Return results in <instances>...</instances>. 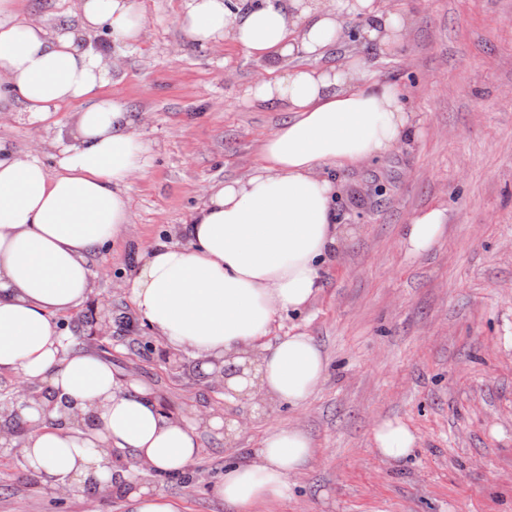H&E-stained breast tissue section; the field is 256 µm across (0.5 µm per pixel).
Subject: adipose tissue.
<instances>
[{
    "instance_id": "ef3b65f1",
    "label": "adipose tissue",
    "mask_w": 512,
    "mask_h": 512,
    "mask_svg": "<svg viewBox=\"0 0 512 512\" xmlns=\"http://www.w3.org/2000/svg\"><path fill=\"white\" fill-rule=\"evenodd\" d=\"M76 24L47 29L29 0H0V112L22 104L48 120L77 104L57 166L0 145V372L19 377L25 430L0 436L18 450L44 489L75 490L108 479L117 454H130L162 478L187 473L203 431L238 430V421L167 412L129 373L74 349L56 327L76 309L92 280L88 258L127 237L128 190L148 167L149 149L123 104L105 94L118 60L92 37L138 42L144 22L136 0H75ZM362 39L389 48L403 42L409 18L386 0H181L176 23L187 40L231 44L274 62L246 94L281 102L288 117L266 135L242 178L208 187L180 241L148 250L126 288L137 318L205 374L221 373L224 399L248 398L272 415L302 410L321 385L327 359L306 332L268 342L276 317L302 312L320 289V269L354 230L337 223V174L396 152L414 132L394 83L365 58L317 61L348 40L347 19ZM445 214L416 213L401 229L407 254L429 251ZM45 385L34 397L31 387ZM418 442L400 420L373 427L387 461L409 457ZM316 448L298 426L269 425L251 459L225 465L213 490L237 512L283 499Z\"/></svg>"
}]
</instances>
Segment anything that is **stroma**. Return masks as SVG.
Here are the masks:
<instances>
[{
	"label": "stroma",
	"instance_id": "obj_1",
	"mask_svg": "<svg viewBox=\"0 0 512 512\" xmlns=\"http://www.w3.org/2000/svg\"><path fill=\"white\" fill-rule=\"evenodd\" d=\"M142 39L110 44L121 60L107 95L138 117L149 166L129 190L126 241L90 257L92 291L59 325L75 348L130 371L168 411H212L241 424L205 432L192 480H162L123 461L126 476L181 502L185 512H233L212 485L230 461L250 458L266 421L248 399L225 402L194 359L179 369L165 343L136 317L124 283L156 241L171 240L205 188L247 175L283 105L247 98L265 62L233 45L187 44L175 24L180 0H136ZM410 18L391 49L361 41L321 58L364 56L395 83L415 136L387 158L341 173L336 221L354 228L328 264L321 291L276 335L299 328L322 347L326 376L305 410L280 406L276 421L301 424L317 455L272 512H512V0H388ZM55 126L24 109L0 117V143L37 150L48 169ZM439 207L445 231L428 253L408 255L403 224ZM405 422L420 438L412 457L390 463L372 450L376 419ZM125 512L115 489L81 495L43 490L15 451L0 447V512Z\"/></svg>",
	"mask_w": 512,
	"mask_h": 512
}]
</instances>
